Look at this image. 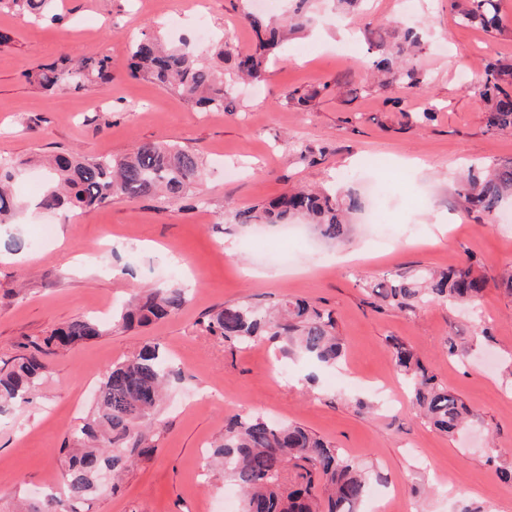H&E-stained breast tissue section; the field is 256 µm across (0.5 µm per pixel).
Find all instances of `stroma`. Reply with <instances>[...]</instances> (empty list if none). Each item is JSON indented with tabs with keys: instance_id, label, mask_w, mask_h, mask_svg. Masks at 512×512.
<instances>
[{
	"instance_id": "35a3bbf8",
	"label": "stroma",
	"mask_w": 512,
	"mask_h": 512,
	"mask_svg": "<svg viewBox=\"0 0 512 512\" xmlns=\"http://www.w3.org/2000/svg\"><path fill=\"white\" fill-rule=\"evenodd\" d=\"M60 25L0 10V157L23 162L21 201L46 188L43 156L78 152L121 157L140 142L197 151L206 172L198 200L128 199L59 216L25 210L0 226V368L28 338L70 320H102L98 339L50 358L32 404L0 414V512L57 486L58 450L95 408L100 377L115 362L158 343L182 378L171 384L148 429L153 448L137 456L119 487L104 483L85 512H241L235 485L211 470L225 418L263 415L295 422L369 466L361 512H512V297L494 281L512 266V198L492 217L468 210L456 177L472 162L512 159V129L491 130L472 79L485 58L512 62V0H500L501 34L458 24L450 0H368L361 18L340 22L331 0H310L311 30L290 40L263 83L238 91L232 112H198L177 92L129 77L127 50L146 33L171 44L206 24L233 52L255 48L243 0H63ZM407 25L419 26L415 58L426 90L381 87L361 59ZM355 60L341 56L344 43ZM109 57L111 84L47 92L26 75L64 55ZM331 83L307 111L289 90ZM434 109L418 125L414 113ZM312 151L301 160L292 142ZM389 190L380 223L350 216L346 242L306 231L285 242L274 226L242 227L236 211L287 190L337 185L371 202ZM53 225L50 241L37 238ZM181 261L193 296L168 319L126 330L112 306L165 285L161 268ZM473 261L488 285L475 305L433 304L416 314L378 306L368 289L418 268ZM333 311L344 356L334 367L278 343L231 348L197 323L244 300L283 297ZM411 346L429 372L472 409L475 420L448 436L421 419L390 357L389 340ZM468 356H449V342ZM373 405L365 413L361 404Z\"/></svg>"
}]
</instances>
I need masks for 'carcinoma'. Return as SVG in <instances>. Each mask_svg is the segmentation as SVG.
Segmentation results:
<instances>
[{
    "label": "carcinoma",
    "instance_id": "1",
    "mask_svg": "<svg viewBox=\"0 0 512 512\" xmlns=\"http://www.w3.org/2000/svg\"><path fill=\"white\" fill-rule=\"evenodd\" d=\"M296 13L278 24L272 17L248 11L244 18L259 36L248 53H239L233 67L243 79L264 77L271 56L289 37L304 32L312 22L298 0ZM458 23L477 26L487 33L501 30L499 0H453ZM13 9L35 22L60 24L58 0H0V8ZM414 28L389 44L379 43L370 65L383 76L382 83L425 90L428 75L412 64L419 44ZM129 71L165 89L177 91L192 106L206 112L221 107L234 111L233 87L223 73L204 63L197 47L184 41L168 46L159 35H145L129 46ZM30 83L45 91H78L112 81L108 58H64L39 65L27 73ZM330 92L325 82L317 89L294 88L286 100L307 109L321 94ZM478 96L488 107V127H512V63L489 62L478 80ZM23 162L0 158V224H12L25 208L10 184ZM53 185L39 197L37 208L65 215L69 210L94 209L114 197L150 198L166 193L175 200L190 196L203 174L199 154L177 144L142 142L120 157L56 155L50 167ZM458 196L466 207L487 216L496 214L512 197V161L492 167L470 166L459 174ZM362 208L360 198L323 189L285 192L258 207L239 210L235 221L249 224H288L300 219L331 242L348 234L345 216ZM486 287L484 277L470 263L440 272L419 268L406 277L387 279L371 287L386 306L406 314L433 303L472 301ZM189 300L181 286L152 288L123 308L118 324L126 329L160 322ZM201 330L233 347L260 340L280 343L285 356L300 353L323 367H332L343 349L330 310L301 299L283 298L271 306L251 303L226 305L199 322ZM103 335L99 322L80 317L43 338L21 344L22 354L7 369H0V411L17 402L29 403L38 394L50 370L48 356L58 348H71ZM394 368L406 382L411 400L437 430L452 435L473 419L460 397L448 391L404 342H389ZM181 378V371L153 342H146L130 357L104 373L98 387L93 416L72 428L73 444L59 449L65 469L60 486L42 498L24 501L19 512H83L98 490L106 470L120 473L132 463L138 449L149 447L145 423L160 406L164 389ZM224 478L244 496L242 512H357L368 491L370 474L360 463L310 430L292 423L275 424L258 414L234 415L224 427L222 443L213 452Z\"/></svg>",
    "mask_w": 512,
    "mask_h": 512
}]
</instances>
